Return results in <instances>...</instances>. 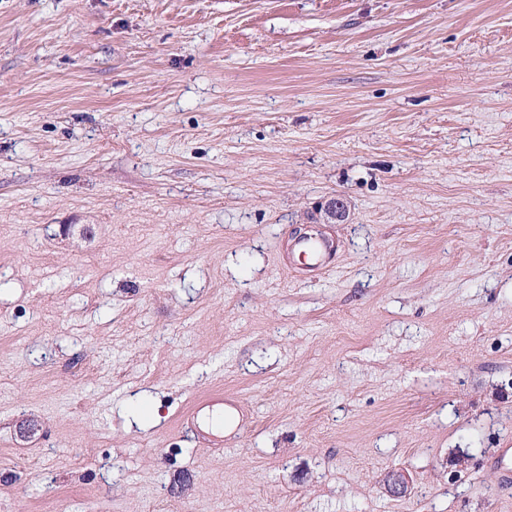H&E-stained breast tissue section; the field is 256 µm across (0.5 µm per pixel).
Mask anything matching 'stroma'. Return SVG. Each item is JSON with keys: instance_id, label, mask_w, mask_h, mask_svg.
<instances>
[{"instance_id": "1", "label": "stroma", "mask_w": 512, "mask_h": 512, "mask_svg": "<svg viewBox=\"0 0 512 512\" xmlns=\"http://www.w3.org/2000/svg\"><path fill=\"white\" fill-rule=\"evenodd\" d=\"M504 448L512 0H0V512H512ZM298 245L301 252H309L314 257L315 263L309 266L308 271H313L326 265L332 259L335 252L334 241L326 237L303 238L298 241ZM223 403L224 399L222 395L209 396L193 405L184 418V426L192 429L193 424V429H195L197 432L198 437L203 439L207 448H222L224 443L223 436L220 434L205 433L200 431L196 426V419L199 413L206 407L211 408L215 405H223Z\"/></svg>"}]
</instances>
